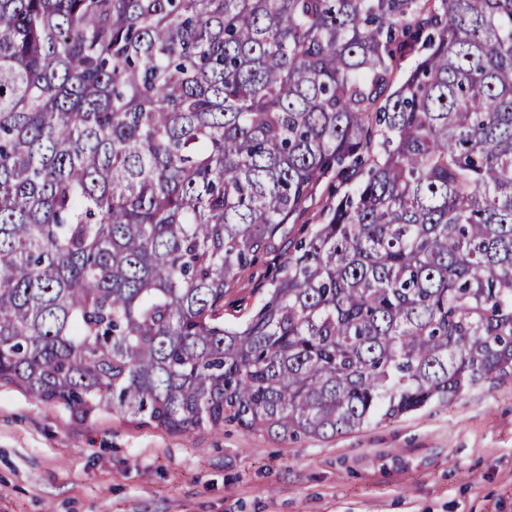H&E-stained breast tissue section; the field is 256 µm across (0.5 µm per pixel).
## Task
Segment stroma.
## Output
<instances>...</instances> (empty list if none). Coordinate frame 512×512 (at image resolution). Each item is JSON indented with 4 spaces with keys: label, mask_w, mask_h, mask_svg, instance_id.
<instances>
[{
    "label": "stroma",
    "mask_w": 512,
    "mask_h": 512,
    "mask_svg": "<svg viewBox=\"0 0 512 512\" xmlns=\"http://www.w3.org/2000/svg\"><path fill=\"white\" fill-rule=\"evenodd\" d=\"M266 254L224 298H260ZM0 512H512V375L329 439L82 420L0 384Z\"/></svg>",
    "instance_id": "35a3bbf8"
}]
</instances>
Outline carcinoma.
Returning a JSON list of instances; mask_svg holds the SVG:
<instances>
[{"mask_svg":"<svg viewBox=\"0 0 512 512\" xmlns=\"http://www.w3.org/2000/svg\"><path fill=\"white\" fill-rule=\"evenodd\" d=\"M511 372L512 0H0V383L286 440ZM277 266V260L274 253L265 254L252 267L248 268L244 277L235 288L227 292L224 297V319L227 322L236 321L242 313H237L236 308L240 298L249 299V307L252 303L261 297L266 278L271 275Z\"/></svg>","mask_w":512,"mask_h":512,"instance_id":"carcinoma-1","label":"carcinoma"}]
</instances>
